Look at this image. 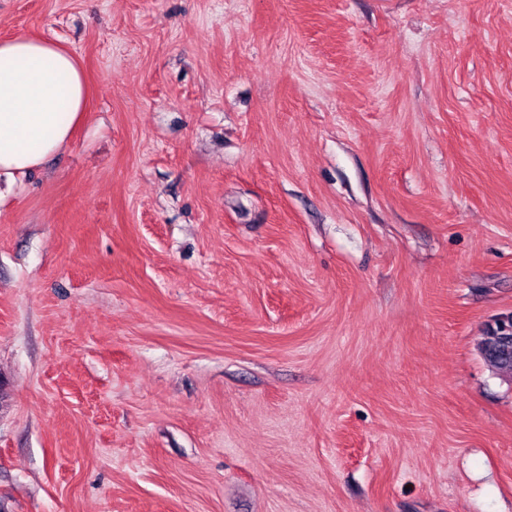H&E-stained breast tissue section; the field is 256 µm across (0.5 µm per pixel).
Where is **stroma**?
I'll use <instances>...</instances> for the list:
<instances>
[{
	"mask_svg": "<svg viewBox=\"0 0 512 512\" xmlns=\"http://www.w3.org/2000/svg\"><path fill=\"white\" fill-rule=\"evenodd\" d=\"M90 110L0 178V512H512V0H0ZM502 328L504 335L496 336V339L499 340V345L502 350H506L509 346L512 347V313L502 315L498 317L496 320ZM509 348L506 354H502L499 357H489L485 356L484 360L486 363L497 373L512 377V350Z\"/></svg>",
	"mask_w": 512,
	"mask_h": 512,
	"instance_id": "obj_1",
	"label": "stroma"
}]
</instances>
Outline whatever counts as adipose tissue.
I'll return each instance as SVG.
<instances>
[{"label": "adipose tissue", "mask_w": 512, "mask_h": 512, "mask_svg": "<svg viewBox=\"0 0 512 512\" xmlns=\"http://www.w3.org/2000/svg\"><path fill=\"white\" fill-rule=\"evenodd\" d=\"M88 110L76 57L43 38L0 40V175L24 177L67 145Z\"/></svg>", "instance_id": "obj_1"}]
</instances>
